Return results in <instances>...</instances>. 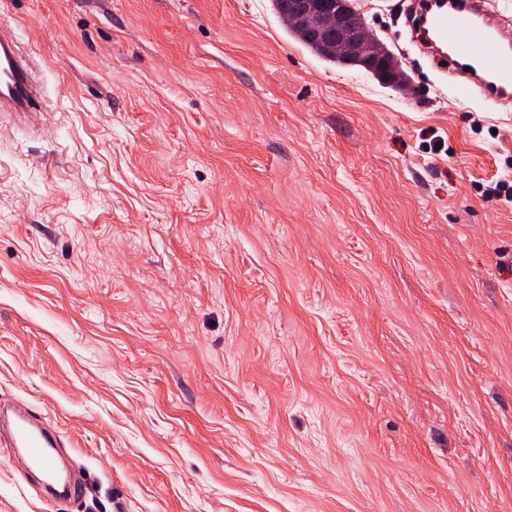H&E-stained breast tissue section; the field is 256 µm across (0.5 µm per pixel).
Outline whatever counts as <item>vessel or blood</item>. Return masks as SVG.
I'll use <instances>...</instances> for the list:
<instances>
[{
  "mask_svg": "<svg viewBox=\"0 0 512 512\" xmlns=\"http://www.w3.org/2000/svg\"><path fill=\"white\" fill-rule=\"evenodd\" d=\"M411 29L423 39L427 53L441 70L459 74L458 94L479 93L500 103L512 101V25L491 10L488 0H418ZM482 37H475V30ZM44 97V86L30 61L12 36L9 21L0 22V116L21 124L35 115ZM53 429L26 408L0 407V447L24 456L29 469L38 471L50 488L49 502L80 500L85 483L60 479L51 448L57 447Z\"/></svg>",
  "mask_w": 512,
  "mask_h": 512,
  "instance_id": "obj_1",
  "label": "vessel or blood"
}]
</instances>
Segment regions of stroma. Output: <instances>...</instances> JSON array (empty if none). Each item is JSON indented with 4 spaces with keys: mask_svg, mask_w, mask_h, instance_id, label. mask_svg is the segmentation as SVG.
Instances as JSON below:
<instances>
[{
    "mask_svg": "<svg viewBox=\"0 0 512 512\" xmlns=\"http://www.w3.org/2000/svg\"><path fill=\"white\" fill-rule=\"evenodd\" d=\"M395 90L270 0H0L46 89L0 125V400L70 512H512V103ZM0 512H52L0 454ZM287 32L290 37H292L295 41L302 44L304 47L309 49L315 55H317L322 60L337 64V65H346V66H358L365 68L366 70L372 72L373 75L377 76L381 80L388 81L389 83H393L396 85H402L406 79L405 72H403L399 67H397L394 61L389 58L388 61L385 62L384 71L379 73L378 71H371L367 69L366 65H371L369 60L366 58H360L357 56H336V52L332 53L329 51V40L324 35H320L317 37L315 34L311 33L307 28L302 26H287ZM58 445L53 429L41 423L26 408L14 405H1L0 447L7 448L11 455L23 454L26 465L42 474L50 488L48 500L54 505L58 500L75 503L85 492L81 479L58 477L55 460L50 448Z\"/></svg>",
    "mask_w": 512,
    "mask_h": 512,
    "instance_id": "obj_1",
    "label": "stroma"
}]
</instances>
